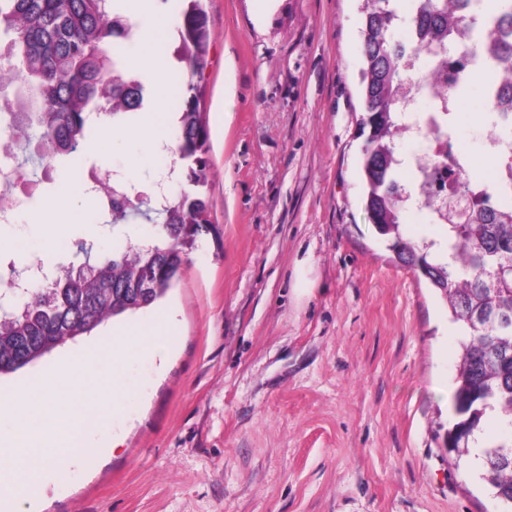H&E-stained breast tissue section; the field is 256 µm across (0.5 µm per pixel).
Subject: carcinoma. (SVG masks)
Segmentation results:
<instances>
[{
    "mask_svg": "<svg viewBox=\"0 0 512 512\" xmlns=\"http://www.w3.org/2000/svg\"><path fill=\"white\" fill-rule=\"evenodd\" d=\"M411 30L428 37L436 55L448 53L450 32L489 26L494 63L488 84L498 86L494 107L512 114V0H408ZM361 27L363 117L368 130L362 149V203L379 235L397 259L436 288L460 334L453 376L451 418L442 440L456 461L480 460L478 479L512 512V206L487 201L447 215L429 207L434 223L446 227L445 245L414 242L402 232L403 212L412 199L401 187L394 139L400 134L399 104L405 97L406 50L390 30L397 19L391 0H364ZM175 32L176 59L186 78L180 103L175 154L189 188L151 206L145 194L112 181L95 195L110 224L133 215L161 218L151 248L122 247L100 261L85 259L60 269L48 283L27 290L0 310V376L13 374L61 345L89 335L104 322L163 299L175 286L202 231L210 225L207 183L209 133L203 93L195 79L207 66L210 32L201 0H183ZM134 34L116 0H0V100L4 89L26 77L42 103L29 126L38 132L40 159L76 153L92 121L121 119L143 104L141 78L119 56ZM498 415L502 433L478 443Z\"/></svg>",
    "mask_w": 512,
    "mask_h": 512,
    "instance_id": "cac0c4a2",
    "label": "carcinoma"
}]
</instances>
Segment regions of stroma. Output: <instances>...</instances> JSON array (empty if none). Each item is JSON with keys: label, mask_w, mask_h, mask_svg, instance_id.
Returning <instances> with one entry per match:
<instances>
[{"label": "stroma", "mask_w": 512, "mask_h": 512, "mask_svg": "<svg viewBox=\"0 0 512 512\" xmlns=\"http://www.w3.org/2000/svg\"><path fill=\"white\" fill-rule=\"evenodd\" d=\"M362 0H205L201 85L212 226L158 305L0 378L54 368L115 328L163 313L176 342L129 362L126 395L93 434L104 456L50 461L34 512H498L442 446L458 332L429 283L402 265L361 203ZM485 79L451 114L454 140L493 185ZM72 162L20 155L0 285L21 257L77 266L151 235L111 227L73 165L146 189L171 163L153 138L103 140ZM77 206L59 232L51 214Z\"/></svg>", "instance_id": "35a3bbf8"}]
</instances>
